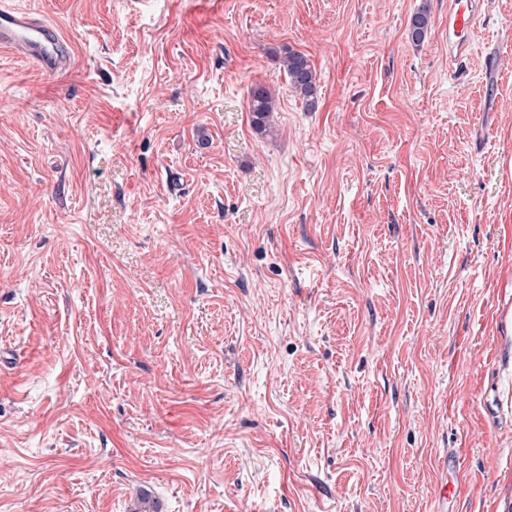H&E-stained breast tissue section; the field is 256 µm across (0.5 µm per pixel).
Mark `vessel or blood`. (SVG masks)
<instances>
[{"label":"vessel or blood","mask_w":512,"mask_h":512,"mask_svg":"<svg viewBox=\"0 0 512 512\" xmlns=\"http://www.w3.org/2000/svg\"><path fill=\"white\" fill-rule=\"evenodd\" d=\"M480 16L481 0H448L450 64H462ZM0 49L12 51L49 75L69 69L74 56L72 42L56 24L42 15L15 8L10 0H0ZM440 468L446 479L439 486V512H450L456 501L452 477L459 469L458 453L446 450Z\"/></svg>","instance_id":"vessel-or-blood-1"}]
</instances>
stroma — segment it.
<instances>
[{"label":"stroma","instance_id":"35a3bbf8","mask_svg":"<svg viewBox=\"0 0 512 512\" xmlns=\"http://www.w3.org/2000/svg\"><path fill=\"white\" fill-rule=\"evenodd\" d=\"M13 2L0 512H512V0L455 72L448 0ZM0 49L12 51L49 75L69 69L74 56L72 42L56 24L15 8L8 0L0 2ZM276 59L293 90L309 105H313L317 92L316 73L307 57L298 52L287 51ZM249 112L255 130L266 131L270 126L272 112H275V98L264 84H257L250 90ZM440 468L442 473L445 474L446 479L439 486V512H456L454 509V503L456 501V488L454 481L449 480L448 476L453 477L458 472V453L453 449L446 450L441 457Z\"/></svg>","mask_w":512,"mask_h":512}]
</instances>
